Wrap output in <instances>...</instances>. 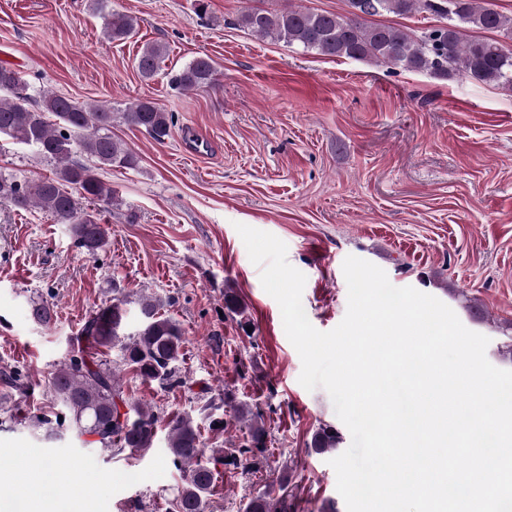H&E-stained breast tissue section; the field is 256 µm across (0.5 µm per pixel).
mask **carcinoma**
Returning <instances> with one entry per match:
<instances>
[{"mask_svg": "<svg viewBox=\"0 0 512 512\" xmlns=\"http://www.w3.org/2000/svg\"><path fill=\"white\" fill-rule=\"evenodd\" d=\"M347 16L314 12L288 6L279 12L251 9L242 14L243 27L260 39H271L322 56L370 60L392 69L421 71L448 79L463 74L472 80L512 90V47L498 41L469 38L473 29L502 32L512 39V16L491 7L488 0H348ZM93 9L105 13V34L124 41L136 31L137 20L108 12L107 0H93ZM382 13L406 15L425 13L438 18V25L415 35L394 26L370 24L368 18ZM168 49L148 43L136 55L135 67L145 80L160 71ZM217 81L213 61L207 55L192 59L171 72L177 90L209 88ZM119 123L144 131L162 143L170 136L175 116L147 99H138L120 112L106 104L79 103L50 90L33 91L21 72L0 66V135L13 143L33 148L56 163L52 175L35 182L0 172V204L18 210L39 209L56 224H65L76 246L90 256L108 244L101 224L102 209L115 196L99 171L108 167L134 169L137 156L112 138V125ZM92 203L85 206L82 201ZM137 305L140 325L135 333L123 334L127 305ZM159 299L141 294L131 301L112 298V304L89 317L71 350L50 381L53 403L69 419L67 430L78 440L92 438L102 448L116 447L143 455L157 438L160 417L147 407L124 396L120 368L133 370L144 382L163 387L184 384L178 362L184 348L183 332L173 318L161 313ZM224 309L245 313L235 289H224ZM118 349L119 360L109 358ZM248 419V434L238 452L205 448L198 426L190 413L167 422V453L182 472L181 485L169 501L168 512H206L215 480L210 462L234 467L256 465L267 428L259 414L241 410ZM59 414L35 415L29 426L49 438L60 434ZM340 442L335 428L317 430L313 448L333 449ZM245 512H287L285 500L267 494L253 496Z\"/></svg>", "mask_w": 512, "mask_h": 512, "instance_id": "carcinoma-1", "label": "carcinoma"}]
</instances>
